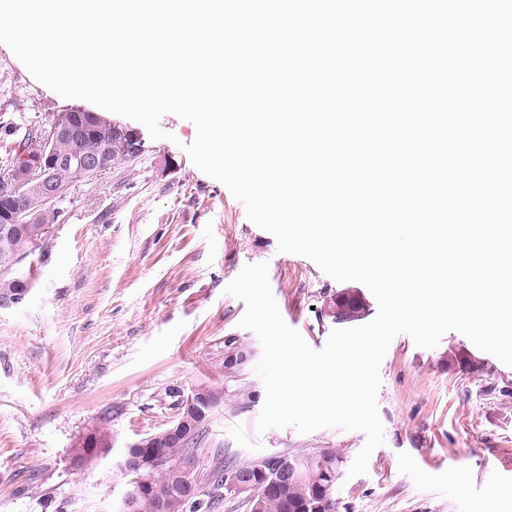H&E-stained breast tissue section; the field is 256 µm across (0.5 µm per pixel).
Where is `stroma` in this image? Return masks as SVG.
Returning a JSON list of instances; mask_svg holds the SVG:
<instances>
[{"mask_svg":"<svg viewBox=\"0 0 512 512\" xmlns=\"http://www.w3.org/2000/svg\"><path fill=\"white\" fill-rule=\"evenodd\" d=\"M71 108L94 106L62 98L0 45V158L13 151L17 128H42ZM106 118L137 130L141 152L71 184L33 257L27 299L0 311V512H117L129 475L116 453L74 469L77 442L105 423L117 448L161 430L178 413L177 392L215 377L237 346L250 357L224 380L207 447L241 462L333 448L352 465L363 432H258L262 347L239 325L244 302L225 288L244 266L268 263L282 317L317 350L337 327L336 293L360 294L372 318L371 292L279 252L242 203L190 161V121L164 115L167 136L155 140L137 121ZM461 352L481 370L458 360ZM380 375L384 443L367 474L341 476L336 496L347 512H512V498L492 493L512 489V367L456 331L432 349L401 334Z\"/></svg>","mask_w":512,"mask_h":512,"instance_id":"35a3bbf8","label":"stroma"}]
</instances>
